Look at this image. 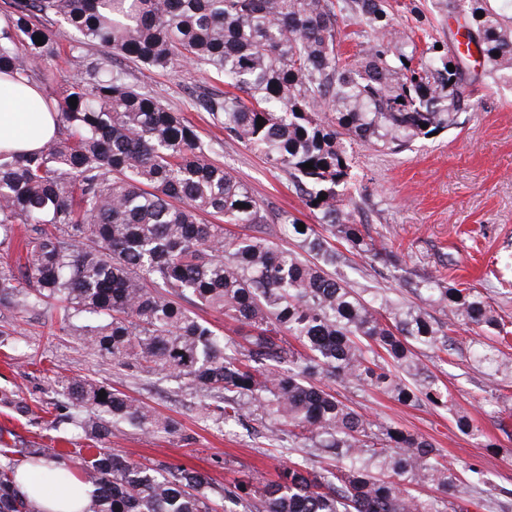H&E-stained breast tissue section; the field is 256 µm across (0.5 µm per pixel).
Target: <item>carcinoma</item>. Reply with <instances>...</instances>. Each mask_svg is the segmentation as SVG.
Here are the masks:
<instances>
[{
	"label": "carcinoma",
	"instance_id": "obj_1",
	"mask_svg": "<svg viewBox=\"0 0 512 512\" xmlns=\"http://www.w3.org/2000/svg\"><path fill=\"white\" fill-rule=\"evenodd\" d=\"M439 2L465 30L467 53L512 84V18L490 0ZM343 14L366 27L360 58L340 52ZM52 24L72 31L68 46L55 41ZM89 47L101 55L89 56ZM115 54L163 74L188 61L222 79L232 91L205 100L204 110L232 140L287 172L332 237L385 263L395 255L349 209L352 146L405 151L455 124L478 79L459 47L430 35L419 46L386 0H9L0 11V78L36 86L58 131L38 152L0 151V247L9 249L15 225H26L23 250L0 267V315L53 303L62 330L119 368L221 393L224 421L253 407L273 432L286 427L307 442L277 480L253 493L240 480L217 498L205 474L182 465L76 448L88 512H464L456 504L463 481L430 440L376 424L314 383L320 376L445 407L448 388L425 373L415 349L444 346L448 333L422 307L352 288L339 272L346 256L313 225L298 230L296 217L287 216L295 249L226 236V223H265L262 204L159 96L112 65ZM62 55L68 69L55 72ZM423 287L448 320L500 326L476 289L433 277ZM190 304L240 323V340ZM474 359L508 371L491 345ZM61 385L72 423L101 444L120 421L175 431L109 384L77 377ZM62 456L0 448V512H39L17 484L18 458L36 466ZM319 458L333 464L321 467ZM418 485L442 496L419 497Z\"/></svg>",
	"mask_w": 512,
	"mask_h": 512
}]
</instances>
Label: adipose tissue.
<instances>
[{"label":"adipose tissue","mask_w":512,"mask_h":512,"mask_svg":"<svg viewBox=\"0 0 512 512\" xmlns=\"http://www.w3.org/2000/svg\"><path fill=\"white\" fill-rule=\"evenodd\" d=\"M38 97L29 85L0 81V150L30 153L40 150L55 132V116L33 107ZM18 483L33 499L40 512H84L90 497L76 478L60 483L56 489L43 486L35 467L21 470Z\"/></svg>","instance_id":"obj_1"}]
</instances>
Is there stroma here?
<instances>
[{
    "mask_svg": "<svg viewBox=\"0 0 512 512\" xmlns=\"http://www.w3.org/2000/svg\"><path fill=\"white\" fill-rule=\"evenodd\" d=\"M388 3L417 36L428 33L444 41L457 31L456 21L439 13L434 0ZM112 63L133 84L159 95L195 129L212 157L250 188L265 209L259 235L290 247L286 215L317 224L288 174L228 138L223 124L201 108L204 99L223 94L222 80L190 64L163 75L122 56ZM469 67L479 75L469 88L472 107L453 126L397 155L354 147L355 218L366 235L397 254L398 263L386 266L355 253L343 273L352 287L380 288L411 306L422 303L416 287L423 277L470 283L512 330V86L481 78V61H470ZM0 330L8 333L0 344V390L15 392L33 410L22 417L0 403V443L68 451L90 447L87 433L57 410L61 379L86 376L176 422L173 434L119 424L108 445L134 462L180 464L218 485L241 479L256 484L275 478L289 449L303 446L285 434L271 438L270 422L255 414L240 426L219 423L203 411L204 405L219 404L217 394L177 385L157 372L118 370L63 332L53 307L0 315ZM450 336L448 350L417 352L428 373L447 385V407L401 404L369 388L341 386L337 392L371 420L431 440L460 478L484 471V482L463 490L469 512H512V375L488 376L473 359L470 350L490 340L487 331L456 322ZM459 415L468 417L473 433L458 429Z\"/></svg>",
    "mask_w": 512,
    "mask_h": 512,
    "instance_id": "stroma-1",
    "label": "stroma"
}]
</instances>
